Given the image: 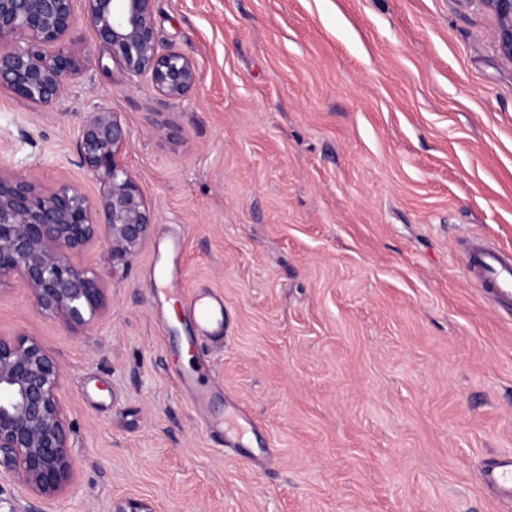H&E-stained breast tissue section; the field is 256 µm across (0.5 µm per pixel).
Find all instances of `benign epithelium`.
I'll list each match as a JSON object with an SVG mask.
<instances>
[{
	"instance_id": "obj_1",
	"label": "benign epithelium",
	"mask_w": 512,
	"mask_h": 512,
	"mask_svg": "<svg viewBox=\"0 0 512 512\" xmlns=\"http://www.w3.org/2000/svg\"><path fill=\"white\" fill-rule=\"evenodd\" d=\"M75 0H0V87L50 108L82 71L73 37ZM153 0H84L85 18L130 80L146 77L163 100L185 97L200 82L195 65L164 48L152 21ZM496 17V40L512 60V0H480ZM129 136L116 113L97 108L80 126V161L102 183L93 201L78 187L42 189L0 171V288L15 280L36 307L71 327H86L104 307L98 276L73 260L97 239L125 265L146 240L153 213L122 162ZM62 369L36 341L0 336V481L49 497L69 484L72 426L59 391ZM111 512H154L126 498Z\"/></svg>"
}]
</instances>
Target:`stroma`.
Returning a JSON list of instances; mask_svg holds the SVG:
<instances>
[{"mask_svg": "<svg viewBox=\"0 0 512 512\" xmlns=\"http://www.w3.org/2000/svg\"><path fill=\"white\" fill-rule=\"evenodd\" d=\"M90 57L46 110L0 89V170L102 185L77 130L95 108L154 217L128 265L75 254L107 290L91 327L0 290V336L60 364L71 486H0V512H512L481 469L512 453V310L464 268L512 251V60L480 0H153L201 82L163 100ZM224 300L197 344L161 307ZM204 358L206 395L177 383Z\"/></svg>", "mask_w": 512, "mask_h": 512, "instance_id": "1", "label": "stroma"}]
</instances>
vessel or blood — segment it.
Returning a JSON list of instances; mask_svg holds the SVG:
<instances>
[{"label": "vessel or blood", "instance_id": "vessel-or-blood-1", "mask_svg": "<svg viewBox=\"0 0 512 512\" xmlns=\"http://www.w3.org/2000/svg\"><path fill=\"white\" fill-rule=\"evenodd\" d=\"M467 267L480 283L483 295L499 305L512 308V256L482 239L472 241L466 249ZM204 336L219 337L224 333V303L194 301L188 308ZM483 483L495 494L512 499V454L499 456L483 472Z\"/></svg>", "mask_w": 512, "mask_h": 512}]
</instances>
